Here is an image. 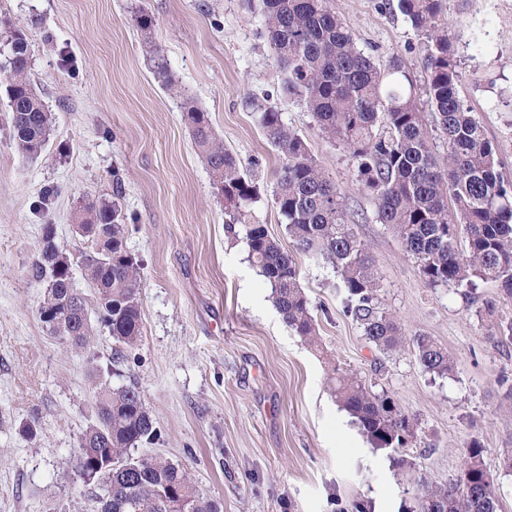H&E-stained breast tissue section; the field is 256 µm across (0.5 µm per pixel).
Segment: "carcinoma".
Returning <instances> with one entry per match:
<instances>
[{
	"label": "carcinoma",
	"instance_id": "cac0c4a2",
	"mask_svg": "<svg viewBox=\"0 0 512 512\" xmlns=\"http://www.w3.org/2000/svg\"><path fill=\"white\" fill-rule=\"evenodd\" d=\"M397 9L424 39L421 81L400 59L380 65L359 50L334 0H258L283 74V97L305 105L322 137L347 153L374 199L377 221L399 239L424 282L432 288H471L477 280H490L512 295V188L504 186L495 146L459 96L446 0H397ZM5 43L13 73L6 87L12 140L19 153L35 157L50 140L52 116L27 76L25 29L8 28ZM152 52L156 78L175 88L160 51ZM184 119L210 168L214 192L224 200L225 228L246 240L248 257L269 282L288 327L317 345V319L296 262L306 255L336 269L343 310L368 342L383 354L400 350L408 339L378 302L369 248L350 222L344 193L317 164L306 140L285 124L278 107L261 108L257 122L283 159L273 198L288 233L287 249L257 219L259 185L241 172L207 113L188 100ZM438 137L442 153L435 149ZM77 218L87 244L79 264L100 320L116 345L132 350L142 336V278L140 264L126 250L124 217L104 199L85 203ZM55 235L54 225L43 226L42 246L30 267L34 281L46 274L52 280L44 289L39 318L62 343L88 349L93 328L87 296L75 287L73 261L59 249ZM408 341L424 371L441 377L453 371L448 350L434 338L418 333ZM328 386L373 448L389 452L398 469H412L405 449L417 443V423L393 396L366 387L334 362ZM95 414L96 423L81 434L75 457L79 476L100 486L94 512H218L185 468L135 454L158 436L137 382L97 381ZM484 453L481 441L471 439L461 451L458 479L447 486L414 479L402 512H498Z\"/></svg>",
	"mask_w": 512,
	"mask_h": 512
}]
</instances>
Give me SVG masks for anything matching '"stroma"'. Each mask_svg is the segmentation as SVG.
<instances>
[{"label":"stroma","mask_w":512,"mask_h":512,"mask_svg":"<svg viewBox=\"0 0 512 512\" xmlns=\"http://www.w3.org/2000/svg\"><path fill=\"white\" fill-rule=\"evenodd\" d=\"M358 49L377 62L401 59L421 72L422 39L386 0H335ZM149 15L143 33L135 22ZM29 37L28 76L53 115L35 158L11 138L0 69V512H93L99 492L72 469L78 439L94 424V384L134 379L158 432L139 447L186 467L220 512H401L405 476L371 448L327 388L336 362L373 390H387L418 421L417 475L445 486L472 437L485 446L503 512H512V298L495 282L432 288L399 240L376 220L351 160L319 134L305 106L280 96L281 71L248 0H0V20ZM459 63V94L495 145L512 186V0H447ZM159 48L186 96L207 112L240 169L259 184L254 210L272 237L289 239L272 191L282 160L257 123V105L278 106L318 165L348 198L359 237L374 259L379 299L406 335L432 336L454 359L452 376L423 370L411 347L385 355L346 316L333 267L298 257L300 282L319 322L308 347L284 322L269 283L242 238L225 230L224 203L197 151L182 99L156 79ZM114 201L128 251L142 265L143 338L117 349L98 313L90 351L50 336L37 309L43 290L29 276L46 224L70 259L86 245L75 215L90 199ZM498 307L481 315L485 301ZM33 426L28 436L25 426Z\"/></svg>","instance_id":"stroma-1"}]
</instances>
